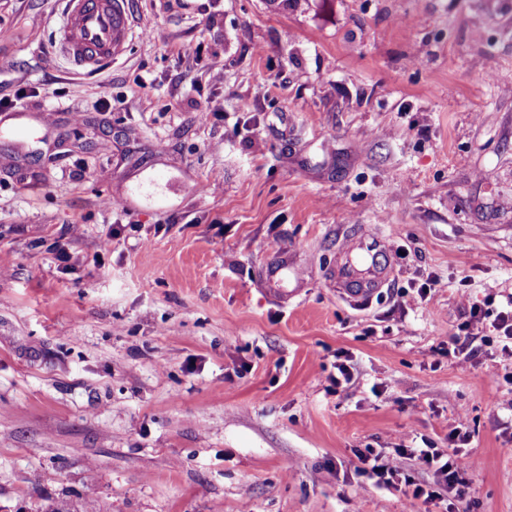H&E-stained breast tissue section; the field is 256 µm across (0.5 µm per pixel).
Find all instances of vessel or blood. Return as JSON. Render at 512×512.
I'll use <instances>...</instances> for the list:
<instances>
[{
	"label": "vessel or blood",
	"instance_id": "1",
	"mask_svg": "<svg viewBox=\"0 0 512 512\" xmlns=\"http://www.w3.org/2000/svg\"><path fill=\"white\" fill-rule=\"evenodd\" d=\"M57 47L79 72L94 75L124 51L130 31L128 0H62Z\"/></svg>",
	"mask_w": 512,
	"mask_h": 512
}]
</instances>
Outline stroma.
I'll list each match as a JSON object with an SVG mask.
<instances>
[{"label":"stroma","mask_w":512,"mask_h":512,"mask_svg":"<svg viewBox=\"0 0 512 512\" xmlns=\"http://www.w3.org/2000/svg\"><path fill=\"white\" fill-rule=\"evenodd\" d=\"M129 12L87 76L56 0H0V512H442L357 453L454 430L471 512H512V357L446 351L512 293V0ZM355 236L387 279L347 301Z\"/></svg>","instance_id":"1"}]
</instances>
